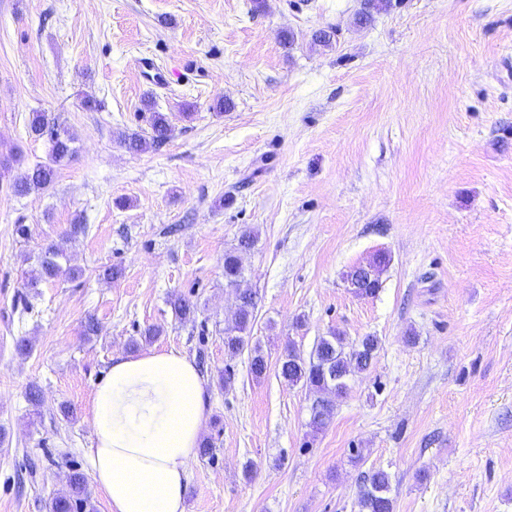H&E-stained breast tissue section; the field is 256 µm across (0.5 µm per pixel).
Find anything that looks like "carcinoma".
I'll return each mask as SVG.
<instances>
[{"mask_svg":"<svg viewBox=\"0 0 512 512\" xmlns=\"http://www.w3.org/2000/svg\"><path fill=\"white\" fill-rule=\"evenodd\" d=\"M150 127V138L146 139L137 132L124 133L121 135L123 144L132 151H144L149 144H162L171 136L172 126L168 116L162 112H152ZM28 133L36 138H47V161L27 168L13 180L12 191L16 195L49 188L59 167L69 162L75 153V135L57 124L49 112L30 113ZM255 239V233L246 229L238 238L237 245L224 252V287L234 290L241 302L239 312L224 326V346L231 353L244 349L246 334L251 331L255 320L256 293L244 287L241 263L243 252L251 249ZM61 259L63 253L55 246L42 248L37 268L29 275L28 285L35 287L40 281L54 279L65 271L72 276L78 275L77 270L63 267ZM388 263L386 255L378 254L368 264L353 267L346 274L349 287L357 295L375 294L381 287L380 276ZM171 307L179 320H195L196 307L190 301L178 297L171 302ZM378 345L379 340L375 336L367 335L350 342L339 331L321 337L307 358L294 345H288L281 358L280 374L292 385L301 383L321 394L312 408L315 429H322L330 421L336 399L347 393L351 376L369 368ZM267 368V360L260 347H254L250 362L252 374L260 378ZM390 492L391 476L387 471L372 469L365 473L357 493L359 512H393L394 501ZM47 508L48 512H92L94 505L82 474H70L68 490L53 496Z\"/></svg>","mask_w":512,"mask_h":512,"instance_id":"obj_1","label":"carcinoma"}]
</instances>
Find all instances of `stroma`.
Masks as SVG:
<instances>
[{"mask_svg": "<svg viewBox=\"0 0 512 512\" xmlns=\"http://www.w3.org/2000/svg\"><path fill=\"white\" fill-rule=\"evenodd\" d=\"M363 2L0 0V512H47L85 472L94 387L150 325L141 350L206 356L214 449L186 512H358L372 468L394 512H512V0H391L362 24ZM36 110L76 155L18 196L48 153ZM154 110L171 138L128 152ZM247 228L260 378L224 348V253ZM49 243L80 275L27 287ZM380 253L378 292L355 295L345 273ZM333 330L379 349L317 431L280 360ZM28 133L36 138L47 137V161L27 168L13 180L11 187L16 195H26L31 191L49 188L59 167L69 162L75 153V135L57 124L55 117L49 112H31Z\"/></svg>", "mask_w": 512, "mask_h": 512, "instance_id": "1", "label": "stroma"}]
</instances>
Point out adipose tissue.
Returning a JSON list of instances; mask_svg holds the SVG:
<instances>
[{"label":"adipose tissue","mask_w":512,"mask_h":512,"mask_svg":"<svg viewBox=\"0 0 512 512\" xmlns=\"http://www.w3.org/2000/svg\"><path fill=\"white\" fill-rule=\"evenodd\" d=\"M210 414L207 382L183 353L118 354L95 385L85 455L109 512H185L188 471Z\"/></svg>","instance_id":"adipose-tissue-1"}]
</instances>
